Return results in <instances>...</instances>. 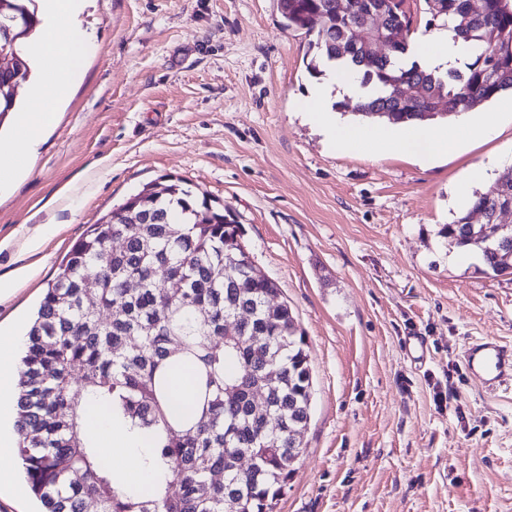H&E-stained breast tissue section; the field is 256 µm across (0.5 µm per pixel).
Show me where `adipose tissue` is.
Listing matches in <instances>:
<instances>
[{
    "instance_id": "obj_1",
    "label": "adipose tissue",
    "mask_w": 512,
    "mask_h": 512,
    "mask_svg": "<svg viewBox=\"0 0 512 512\" xmlns=\"http://www.w3.org/2000/svg\"><path fill=\"white\" fill-rule=\"evenodd\" d=\"M82 5L83 0H42V35L32 39L30 52L44 60L43 76L25 92L29 110L13 117L17 135L0 136V192L8 190L12 180L24 170L25 159L38 145L41 130L55 121V108L77 77L70 61L73 49L90 48L78 25ZM412 53L422 68L445 70L467 60L473 49L469 43L456 39L451 29L443 28L413 45ZM359 95L356 81L338 72L314 84L302 107L308 119L336 147L347 149L368 142L381 149L417 156L448 152L462 140L487 139L498 124V116L493 112L465 115L453 127L437 124L425 128L411 123L381 129L344 123L334 112V101L355 100ZM18 343V337L0 333V422L15 418L17 374L13 351ZM82 432L96 443L100 459L111 467L120 485L163 480V473L150 471L144 464L149 453L148 441L136 437L121 417H109L102 410L87 412Z\"/></svg>"
}]
</instances>
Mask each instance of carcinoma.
Wrapping results in <instances>:
<instances>
[{
    "label": "carcinoma",
    "mask_w": 512,
    "mask_h": 512,
    "mask_svg": "<svg viewBox=\"0 0 512 512\" xmlns=\"http://www.w3.org/2000/svg\"><path fill=\"white\" fill-rule=\"evenodd\" d=\"M34 0H0V28L18 35L0 68V125L18 104L10 83L31 68L22 43L40 24ZM288 30L314 36L313 77L348 63L365 87L355 114L392 124L457 116L512 90V0H420L426 27L465 29L477 52L464 72L399 66L410 48L407 0H276ZM386 5L383 31L368 16ZM392 44L380 56L373 44ZM512 197V167L440 233L476 249L497 273L505 253L466 235L472 211L493 217ZM239 225L183 180L149 183L112 208L60 262L30 324L15 430L42 512H274L303 447L312 375L307 343L276 282L253 265ZM119 239L122 246L112 248ZM193 372V419L172 407L171 373ZM116 413L153 441L145 463L166 487L114 488L112 468L80 431V413ZM247 455L242 470L237 460ZM177 486L172 494L169 487Z\"/></svg>",
    "instance_id": "1"
}]
</instances>
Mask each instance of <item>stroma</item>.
<instances>
[{
    "label": "stroma",
    "mask_w": 512,
    "mask_h": 512,
    "mask_svg": "<svg viewBox=\"0 0 512 512\" xmlns=\"http://www.w3.org/2000/svg\"><path fill=\"white\" fill-rule=\"evenodd\" d=\"M79 23L94 49L74 50L56 123L0 194V280L39 269L0 325L24 332L113 206L183 179L241 225L306 336L311 417L275 512H512V390L462 364L472 339L512 343V279L439 234L471 166L512 164V119L434 159L338 149L298 110L309 37L276 0H89Z\"/></svg>",
    "instance_id": "stroma-1"
}]
</instances>
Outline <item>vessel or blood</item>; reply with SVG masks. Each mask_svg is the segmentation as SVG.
Masks as SVG:
<instances>
[{
    "label": "vessel or blood",
    "instance_id": "vessel-or-blood-1",
    "mask_svg": "<svg viewBox=\"0 0 512 512\" xmlns=\"http://www.w3.org/2000/svg\"><path fill=\"white\" fill-rule=\"evenodd\" d=\"M462 362L467 372L486 389L512 383V344L493 337L474 340L465 346Z\"/></svg>",
    "mask_w": 512,
    "mask_h": 512
}]
</instances>
